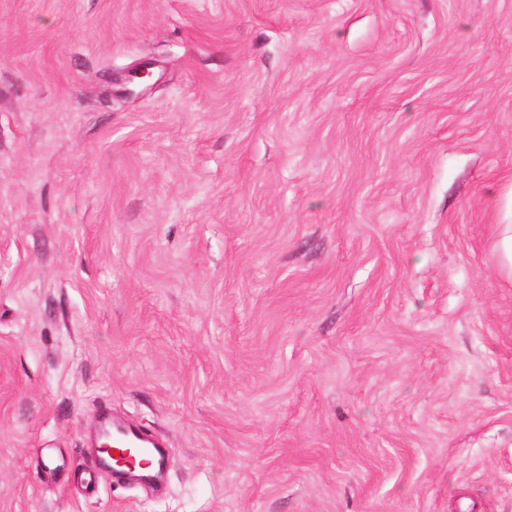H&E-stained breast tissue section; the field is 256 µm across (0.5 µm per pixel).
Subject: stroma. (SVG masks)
Wrapping results in <instances>:
<instances>
[{
    "mask_svg": "<svg viewBox=\"0 0 512 512\" xmlns=\"http://www.w3.org/2000/svg\"><path fill=\"white\" fill-rule=\"evenodd\" d=\"M508 224L512 0H0V512H512Z\"/></svg>",
    "mask_w": 512,
    "mask_h": 512,
    "instance_id": "1",
    "label": "stroma"
}]
</instances>
